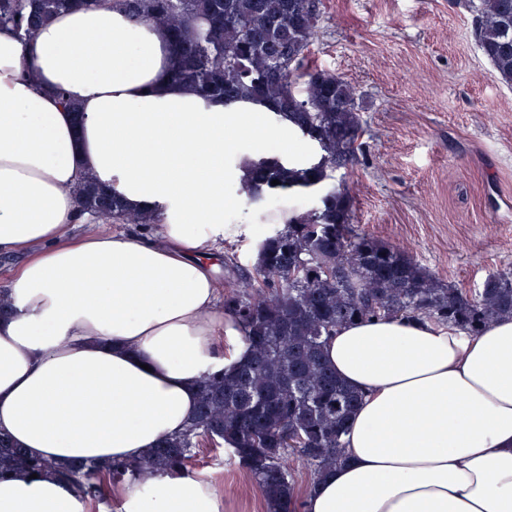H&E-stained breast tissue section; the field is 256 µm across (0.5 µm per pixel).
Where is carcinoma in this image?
I'll list each match as a JSON object with an SVG mask.
<instances>
[{
    "instance_id": "1",
    "label": "carcinoma",
    "mask_w": 512,
    "mask_h": 512,
    "mask_svg": "<svg viewBox=\"0 0 512 512\" xmlns=\"http://www.w3.org/2000/svg\"><path fill=\"white\" fill-rule=\"evenodd\" d=\"M97 2L0 0V27L27 44L57 13ZM112 3L137 22L166 26L175 81L226 104H261L310 141L314 156L301 168L276 156L254 160L241 189L247 200L299 187L318 193V202L265 236L253 274L224 294V311L239 323L249 357L196 383L198 405L184 432L139 460L105 463L44 460L0 432V478L49 473L81 497L102 501L110 486L147 471L186 474L205 438L248 472L272 512H296L288 458H300L315 477L336 467L346 423L362 400L327 364L325 338L357 320L396 316L478 336L492 321L512 318V270L489 275L469 294L354 224L346 188L329 181L361 146L362 107L341 76L310 61L321 0ZM456 4L471 13L478 48L499 81L512 87V0ZM76 193L91 223H159L90 179Z\"/></svg>"
}]
</instances>
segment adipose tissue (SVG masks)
Listing matches in <instances>:
<instances>
[{
	"label": "adipose tissue",
	"mask_w": 512,
	"mask_h": 512,
	"mask_svg": "<svg viewBox=\"0 0 512 512\" xmlns=\"http://www.w3.org/2000/svg\"><path fill=\"white\" fill-rule=\"evenodd\" d=\"M159 25L111 0L55 15L24 45L0 29V431L50 460H133L184 431L194 383L244 358L218 302L226 183L267 141L301 167L292 127L175 82ZM65 99H58L57 91ZM77 105L69 112L67 103ZM160 216L154 237L75 235L83 177ZM324 357L365 394L345 460L304 512H512V319L477 336L401 319L339 328ZM122 512H222L210 482L119 484ZM0 512H86L71 485L18 474Z\"/></svg>",
	"instance_id": "1"
}]
</instances>
